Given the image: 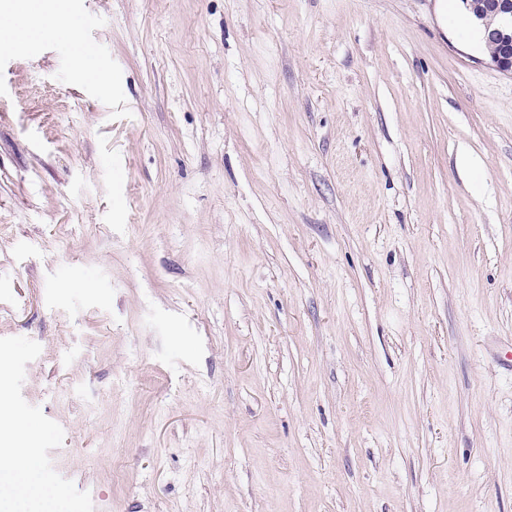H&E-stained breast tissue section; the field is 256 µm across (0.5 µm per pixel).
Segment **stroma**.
<instances>
[{
  "mask_svg": "<svg viewBox=\"0 0 512 512\" xmlns=\"http://www.w3.org/2000/svg\"><path fill=\"white\" fill-rule=\"evenodd\" d=\"M462 13L51 0L0 44V439L50 512H512V74Z\"/></svg>",
  "mask_w": 512,
  "mask_h": 512,
  "instance_id": "1",
  "label": "stroma"
}]
</instances>
